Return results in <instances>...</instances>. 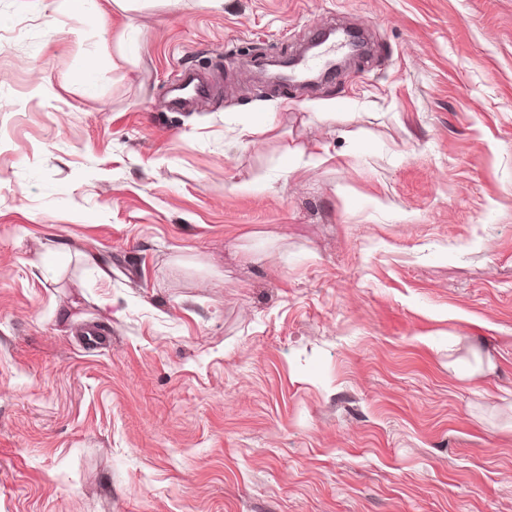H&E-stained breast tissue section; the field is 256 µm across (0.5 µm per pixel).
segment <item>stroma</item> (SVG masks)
Listing matches in <instances>:
<instances>
[{
  "instance_id": "1",
  "label": "stroma",
  "mask_w": 512,
  "mask_h": 512,
  "mask_svg": "<svg viewBox=\"0 0 512 512\" xmlns=\"http://www.w3.org/2000/svg\"><path fill=\"white\" fill-rule=\"evenodd\" d=\"M0 512H512V0H0ZM191 90L192 97L203 98L208 95L209 88L207 84L200 81L191 71H183L179 82L172 90L170 105L174 109H179L186 102V91Z\"/></svg>"
}]
</instances>
